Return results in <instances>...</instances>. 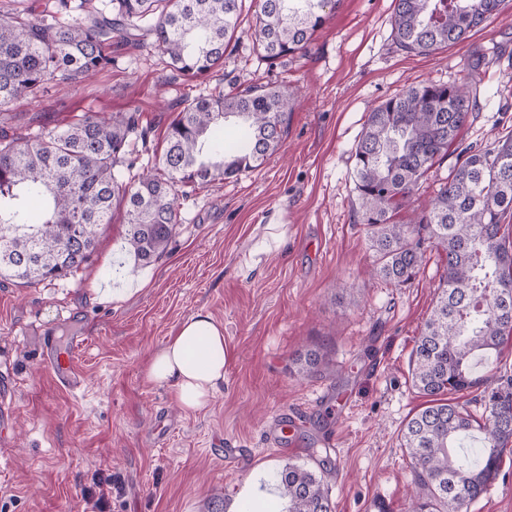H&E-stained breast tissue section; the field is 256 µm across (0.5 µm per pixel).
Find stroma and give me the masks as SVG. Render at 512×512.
Wrapping results in <instances>:
<instances>
[{
	"label": "stroma",
	"instance_id": "obj_1",
	"mask_svg": "<svg viewBox=\"0 0 512 512\" xmlns=\"http://www.w3.org/2000/svg\"><path fill=\"white\" fill-rule=\"evenodd\" d=\"M259 0L245 9L223 62L186 80L148 44L112 47L118 62L44 98L0 110V134L63 128L88 112H135L141 163L165 148L185 100L252 83L291 85L279 150L258 169L178 187L180 222L166 252L138 267L114 215L73 275L21 285L0 278V381L12 411L0 422V512H86L94 474L116 477L109 512H224L257 503L289 463L325 476L334 512H409L413 461L402 430L424 399L411 354L428 318L445 254L429 245L412 282L371 278L359 219L354 152L369 112L423 81L451 82L478 63L480 100L458 142L486 145L512 130V0L464 43L430 55L400 51L391 0H339L306 55L268 67L253 49ZM277 225L269 235L268 225ZM224 327V385L202 409L182 411L147 380L150 355L192 315ZM72 349L80 388L61 389L44 337ZM319 349L325 365L299 372ZM291 409L309 425L297 446L274 448L264 430ZM336 437L333 450L315 438ZM239 449L235 465L225 447ZM466 512H512V444L493 485Z\"/></svg>",
	"mask_w": 512,
	"mask_h": 512
}]
</instances>
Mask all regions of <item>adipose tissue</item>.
<instances>
[{
  "label": "adipose tissue",
  "mask_w": 512,
  "mask_h": 512,
  "mask_svg": "<svg viewBox=\"0 0 512 512\" xmlns=\"http://www.w3.org/2000/svg\"><path fill=\"white\" fill-rule=\"evenodd\" d=\"M226 362L221 324L210 314L199 312L153 352L146 376L151 382L170 386L181 408L196 411L223 385Z\"/></svg>",
  "instance_id": "ef3b65f1"
}]
</instances>
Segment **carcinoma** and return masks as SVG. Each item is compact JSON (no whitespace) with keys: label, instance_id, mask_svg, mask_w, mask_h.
I'll list each match as a JSON object with an SVG mask.
<instances>
[{"label":"carcinoma","instance_id":"1","mask_svg":"<svg viewBox=\"0 0 512 512\" xmlns=\"http://www.w3.org/2000/svg\"><path fill=\"white\" fill-rule=\"evenodd\" d=\"M338 0H261L255 43L269 65L304 50ZM398 47L419 55L465 42L499 17L504 0H392ZM111 13L74 15L72 0L0 15V108L41 97L116 64L112 38L137 32L186 79L224 59L243 0H109ZM296 91L249 86L184 104L166 132L154 170L135 172L130 149L139 116L89 112L64 129L0 136V277L24 283L73 274L95 249L98 230L124 213L126 246L148 265L179 223L176 188L226 180L259 167L281 145ZM477 106L469 69L452 83L428 82L388 98L368 114L355 150L354 181L376 274L410 282L434 242L446 254L438 294L416 339L412 383L427 398L407 421L403 444L414 459L411 512H463L495 481L512 442V375L483 387L477 364L512 334V246L501 235L512 216V134L461 152L456 169L413 224L392 213L448 154ZM483 387L481 417L451 396ZM478 443L471 454L460 451ZM287 512H333L323 476L290 463L278 474Z\"/></svg>","mask_w":512,"mask_h":512}]
</instances>
